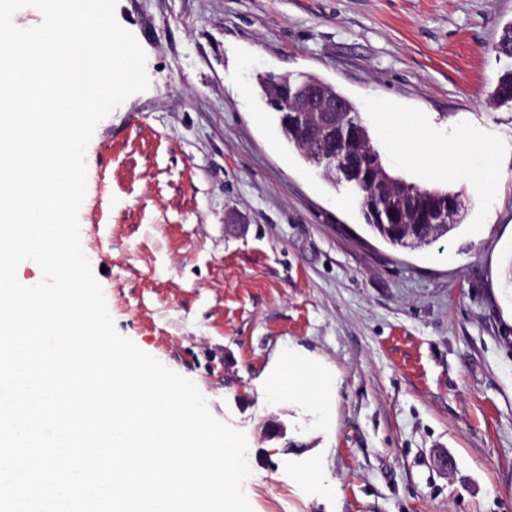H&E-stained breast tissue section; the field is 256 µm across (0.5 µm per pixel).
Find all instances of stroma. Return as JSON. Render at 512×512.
Segmentation results:
<instances>
[{"instance_id": "obj_1", "label": "stroma", "mask_w": 512, "mask_h": 512, "mask_svg": "<svg viewBox=\"0 0 512 512\" xmlns=\"http://www.w3.org/2000/svg\"><path fill=\"white\" fill-rule=\"evenodd\" d=\"M116 17L150 85L88 145L82 249L118 332L245 433L253 512H512V107L489 100L512 0H118ZM267 72L336 86L373 143L386 99L459 152L491 148L493 200L467 170L388 156L468 206L424 248L375 238L284 140ZM290 346L335 372L326 412L268 400ZM271 415L295 453L262 438ZM308 468L320 490L293 480Z\"/></svg>"}]
</instances>
